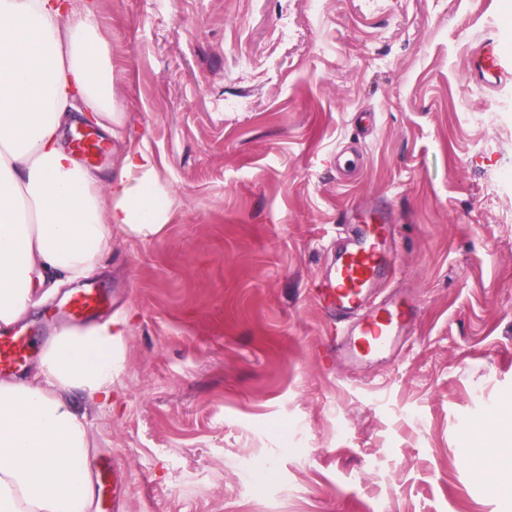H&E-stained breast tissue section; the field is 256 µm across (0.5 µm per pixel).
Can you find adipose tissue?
<instances>
[{
  "mask_svg": "<svg viewBox=\"0 0 512 512\" xmlns=\"http://www.w3.org/2000/svg\"><path fill=\"white\" fill-rule=\"evenodd\" d=\"M74 112L109 133L122 124L89 14L72 0H0V324L33 306V269L77 281L113 227L148 236L167 219L151 153H127L102 185L62 144ZM122 336L111 320L62 332L39 356L41 382L0 383V512H90L89 431L67 395L111 399Z\"/></svg>",
  "mask_w": 512,
  "mask_h": 512,
  "instance_id": "obj_1",
  "label": "adipose tissue"
}]
</instances>
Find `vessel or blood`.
<instances>
[{
    "mask_svg": "<svg viewBox=\"0 0 512 512\" xmlns=\"http://www.w3.org/2000/svg\"><path fill=\"white\" fill-rule=\"evenodd\" d=\"M469 77L487 89L512 87V52L505 50L499 37H484L469 51ZM69 148L84 162H98L106 152L101 135L84 127L69 136ZM392 262V226L388 211L373 208L367 223L358 225L331 262L323 282L313 290L322 311L341 323L340 348L354 362L396 356L414 306L404 296L374 299L373 291L383 269ZM103 299L88 288L72 295L66 317L75 323L92 318ZM36 351L32 336L16 328H0V373L18 371Z\"/></svg>",
    "mask_w": 512,
    "mask_h": 512,
    "instance_id": "1",
    "label": "vessel or blood"
}]
</instances>
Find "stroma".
<instances>
[{
  "label": "stroma",
  "instance_id": "obj_1",
  "mask_svg": "<svg viewBox=\"0 0 512 512\" xmlns=\"http://www.w3.org/2000/svg\"><path fill=\"white\" fill-rule=\"evenodd\" d=\"M91 2L124 121L96 169L149 149L172 200L20 322L42 336L80 287L128 321L112 402L67 395L93 480L115 464L94 512H502L465 449L512 409V89L468 53L512 50V0ZM365 201L416 312L398 357L353 364L313 290ZM468 71L472 81L495 92L512 87V52L498 36L480 38L470 48Z\"/></svg>",
  "mask_w": 512,
  "mask_h": 512
}]
</instances>
